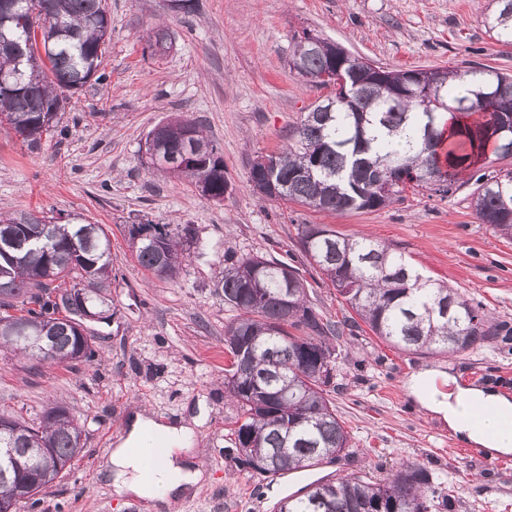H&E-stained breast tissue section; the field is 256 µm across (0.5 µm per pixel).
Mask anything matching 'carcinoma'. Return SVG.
<instances>
[{
	"instance_id": "1",
	"label": "carcinoma",
	"mask_w": 512,
	"mask_h": 512,
	"mask_svg": "<svg viewBox=\"0 0 512 512\" xmlns=\"http://www.w3.org/2000/svg\"><path fill=\"white\" fill-rule=\"evenodd\" d=\"M110 22L107 0H0V75L21 70L22 86L0 88V126L6 125L36 148L43 133L56 127L72 94L95 75L105 54ZM498 41L512 45V0H498L485 17ZM149 46L162 53L172 46L157 28ZM44 58L18 66L24 53ZM351 54H327L317 46L300 48L290 68L309 82L336 70L346 85L334 101H321L297 127L294 143L269 156L268 172L250 171V181L271 176L277 197L319 211L341 214L377 210L410 189L446 197L452 186L475 170L472 206L483 224L512 238V172L492 175L477 164L487 148L500 159L512 157V77L493 70H390L372 66L360 74ZM172 123L190 133L196 159L185 167L158 163L154 153L171 155L184 142L163 146L145 140L149 164L157 172L206 185L208 198L224 199L228 180L216 146L196 119ZM387 171L414 181L382 194L373 175ZM0 348L29 358L64 362L93 355V336L85 333L84 307L109 304L104 293L111 277L108 235L80 215L64 224L33 213L0 212ZM197 244L188 225L164 224L161 238L134 244L139 265L160 279H171ZM300 249L330 280L346 303L377 337L413 354L456 353L496 336L512 341V328L493 324L453 288L414 271L402 255L366 236H341L317 224H304ZM288 268L294 314L281 305L280 272ZM224 304L237 312L225 328L230 364L224 388L237 404L234 443L255 435L256 453L271 459L266 474L280 476L337 458L349 448V435L327 398L332 371L321 377L318 358L336 367L340 325L326 321L308 305L303 280L293 267L247 255L218 279ZM19 314H14V311ZM274 399L256 403L254 382ZM84 424L63 405L43 412L29 425L15 418L0 430V447L13 448L16 465L49 478L61 477L83 449ZM426 469L402 463L379 481L350 474L317 480L302 496H288L279 512H429Z\"/></svg>"
}]
</instances>
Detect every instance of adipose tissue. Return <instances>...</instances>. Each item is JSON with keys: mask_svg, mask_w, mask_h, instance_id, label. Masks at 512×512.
<instances>
[{"mask_svg": "<svg viewBox=\"0 0 512 512\" xmlns=\"http://www.w3.org/2000/svg\"><path fill=\"white\" fill-rule=\"evenodd\" d=\"M440 377L436 370L420 372L411 379L408 389L417 401L441 416L449 428L467 443L484 448L492 456L512 454V430L505 431L500 427L501 418L512 416V400L476 387L457 390L451 397L428 394V387ZM488 403L493 409L486 415L483 428L476 429L466 423L467 414ZM148 430L157 431L168 442L160 463L150 475L146 474L143 465L148 451L141 446L142 436ZM193 439L194 432L187 425L160 424L136 415L126 438L112 451V469L108 477L117 492L150 501H166L198 481V469L185 461Z\"/></svg>", "mask_w": 512, "mask_h": 512, "instance_id": "adipose-tissue-1", "label": "adipose tissue"}]
</instances>
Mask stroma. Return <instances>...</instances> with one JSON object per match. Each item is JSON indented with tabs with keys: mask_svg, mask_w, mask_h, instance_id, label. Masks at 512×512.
<instances>
[{
	"mask_svg": "<svg viewBox=\"0 0 512 512\" xmlns=\"http://www.w3.org/2000/svg\"><path fill=\"white\" fill-rule=\"evenodd\" d=\"M107 3L112 26L100 78L77 91L54 135L33 150L0 128V209L78 214L103 225L111 240L114 315L86 324L94 358L56 365L0 351V415L35 422L47 407L64 405L84 422L82 452L21 512H277L282 497L312 481L352 473L380 479L401 462L428 471L430 512H512V454L490 467L483 449L451 447L447 424L407 394L413 375L438 369L456 387L512 398V341L419 355L367 330L344 332L329 397L351 454L277 482L242 470L224 452L236 414L224 392V328L235 313L217 287L225 265L257 254L294 267L308 303L331 319L351 316L300 250L301 225L320 224L377 238L473 299L492 322L512 325V240L479 223L471 185L444 198L424 191L375 211L331 214L262 196L249 181L252 160L285 147L327 94L290 68L303 32L392 69L482 66L512 75V46L484 27L496 0H198L187 12L170 11L166 0ZM159 26L173 38L162 55L148 48ZM177 116L198 119L218 147L229 182L223 200L147 167L148 131ZM146 221L192 228L197 246L176 278L138 264L128 230ZM201 410L206 421L189 457L203 469L197 484L158 508L116 492L105 473L136 414L188 425ZM446 486L454 491L448 506L440 496Z\"/></svg>",
	"mask_w": 512,
	"mask_h": 512,
	"instance_id": "35a3bbf8",
	"label": "stroma"
}]
</instances>
